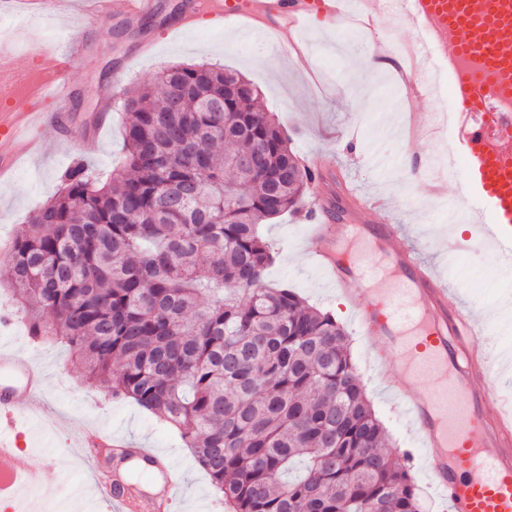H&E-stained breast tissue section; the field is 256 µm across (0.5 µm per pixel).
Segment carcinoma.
I'll list each match as a JSON object with an SVG mask.
<instances>
[{
    "mask_svg": "<svg viewBox=\"0 0 512 512\" xmlns=\"http://www.w3.org/2000/svg\"><path fill=\"white\" fill-rule=\"evenodd\" d=\"M123 109L120 169L74 162L0 260L29 336L61 337L90 384L179 430L232 512H423L344 327L264 281L260 224L311 174L257 88L170 65Z\"/></svg>",
    "mask_w": 512,
    "mask_h": 512,
    "instance_id": "cac0c4a2",
    "label": "carcinoma"
}]
</instances>
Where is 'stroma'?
I'll return each instance as SVG.
<instances>
[{
	"mask_svg": "<svg viewBox=\"0 0 512 512\" xmlns=\"http://www.w3.org/2000/svg\"><path fill=\"white\" fill-rule=\"evenodd\" d=\"M183 3L154 0L147 17L118 15L93 35L86 59L70 75L74 94L69 112L54 128V146L20 159L11 178L0 181V238L13 237L17 225L29 223L37 209L58 193L61 175L76 157H83L101 175H111L124 155L125 114L116 107L102 114L98 101L105 91L120 99L152 83L158 69L167 64L205 62L249 79L265 111L274 114L288 135L293 151L302 158L319 154L334 164L362 196L377 202L375 222L400 226L401 243L428 238L432 246L424 252V260L465 303L481 309L512 298V271H505L496 253H448L445 232L448 208L456 202L455 171H447L446 193L437 197L427 178L416 175L402 156L404 116L451 111L452 98L447 69L432 67L427 58L416 55L414 32L398 13H389L378 23L389 46L387 67L373 65L365 39L350 36L351 20L344 17L333 24L314 21L299 26L294 40L309 58L308 68L302 70L274 32L260 34L244 21L218 25L202 17L187 26ZM81 31L75 12L54 22L26 20L13 30L18 65L35 67L27 54L30 45L53 49ZM261 233L274 257L266 271L267 282L288 285L344 326L391 453L413 475L426 512H444L442 500L427 487L410 423L376 379L352 309L313 265L303 213L268 221ZM0 344L44 368L46 397L57 411L52 421L31 417L19 426L25 451L48 454L59 472L52 485L33 477L32 499L53 506L54 512H106L96 499L70 498L73 488L94 482L74 453L83 430L93 428L112 431L137 446L171 452L173 465L183 473L176 512H225L179 432L137 404L88 385L65 345L32 342L18 316L0 326Z\"/></svg>",
	"mask_w": 512,
	"mask_h": 512,
	"instance_id": "35a3bbf8",
	"label": "stroma"
}]
</instances>
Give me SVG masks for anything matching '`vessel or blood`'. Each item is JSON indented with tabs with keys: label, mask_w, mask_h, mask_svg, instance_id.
<instances>
[{
	"label": "vessel or blood",
	"mask_w": 512,
	"mask_h": 512,
	"mask_svg": "<svg viewBox=\"0 0 512 512\" xmlns=\"http://www.w3.org/2000/svg\"><path fill=\"white\" fill-rule=\"evenodd\" d=\"M343 0H190L189 18H244L271 23L292 41L300 23L335 20ZM401 12L420 40L421 53L454 73L457 105L453 129L464 167L458 196L473 218L467 236L449 238L458 246L474 243L512 254V113L497 112L485 122L476 110L492 100L512 97V0H399ZM16 10L29 15L63 16L78 11L94 25L110 15L138 16L149 0H16ZM86 51L84 40H69L61 51L47 52L39 67L40 93L65 112L69 75ZM14 54L0 49V174L31 151L25 134L28 115L9 108L24 83ZM312 173L311 228L313 263L355 308L357 325L369 344L375 368L386 380L396 375L431 374L443 378L439 393L400 396L403 414L424 452L431 485L448 500V512H512V397L490 381L503 357L477 336L488 321L463 304L437 271L420 257L415 245H398L394 224H371L373 201L353 188L333 190L332 167L320 158L308 164ZM349 207L337 218L332 198ZM382 245L398 281L382 283L365 271L340 245L352 233ZM360 282L351 291L352 282ZM42 368L30 357L0 346V468L11 474L0 501L15 506L29 489V475L39 472L54 482V464L37 454L21 455L17 418L45 412ZM165 454L152 448L130 449L125 463L145 471L155 493L175 498L178 472ZM122 475L94 483L98 500L115 512H131V499L120 494Z\"/></svg>",
	"instance_id": "vessel-or-blood-1"
}]
</instances>
